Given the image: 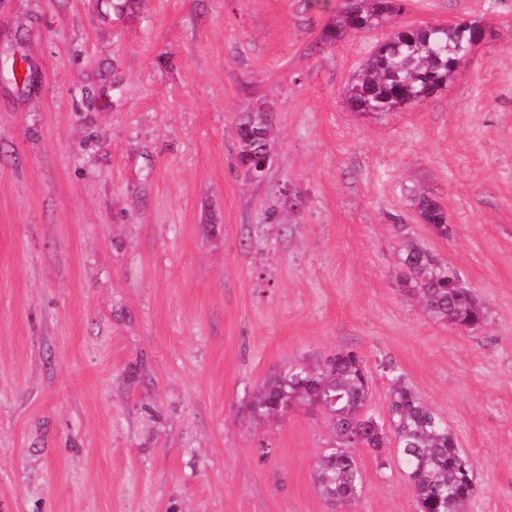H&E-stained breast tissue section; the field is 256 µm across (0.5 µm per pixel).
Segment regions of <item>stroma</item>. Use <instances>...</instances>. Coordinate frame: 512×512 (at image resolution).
<instances>
[{
	"instance_id": "obj_1",
	"label": "stroma",
	"mask_w": 512,
	"mask_h": 512,
	"mask_svg": "<svg viewBox=\"0 0 512 512\" xmlns=\"http://www.w3.org/2000/svg\"><path fill=\"white\" fill-rule=\"evenodd\" d=\"M345 0H0V512H333V434L249 403L340 350L391 373L472 460L469 512H512V0H405L391 27L479 21L448 87L358 112L377 29ZM269 114L252 180L236 126ZM433 197L452 234L419 219ZM403 221L407 234L395 223ZM486 308L467 332L397 285L405 238ZM354 512H415L395 449L359 448Z\"/></svg>"
}]
</instances>
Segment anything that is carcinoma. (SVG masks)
Here are the masks:
<instances>
[{"instance_id": "cac0c4a2", "label": "carcinoma", "mask_w": 512, "mask_h": 512, "mask_svg": "<svg viewBox=\"0 0 512 512\" xmlns=\"http://www.w3.org/2000/svg\"><path fill=\"white\" fill-rule=\"evenodd\" d=\"M402 10L399 0H348L336 24L328 27L323 37L329 42L342 38L352 13L377 26ZM467 35L465 21L435 30H393L388 41L374 48L348 84L347 101L357 111L393 112L428 86H447L455 72L452 50L465 42ZM245 126L250 129L251 139L240 142L242 164L249 152L262 159L271 150L263 113H250L238 128ZM416 209L434 234L448 238V217L434 199L419 195ZM399 264V287L418 298L432 318L468 331L477 330L486 322L485 308L454 267L412 242L400 254ZM370 385V372L360 356L340 351L320 365L273 378L251 408L259 417L280 418L284 403L295 408L315 407L318 399L324 400L321 410L330 420L337 447L327 449L319 458L315 481L329 502L350 506L361 494V475L351 449L380 452L394 443L414 487L419 512H466L476 487L469 484L472 474L465 473L459 464L464 452L458 448L448 424L414 387L396 376L388 405L389 425L385 426L363 413Z\"/></svg>"}]
</instances>
